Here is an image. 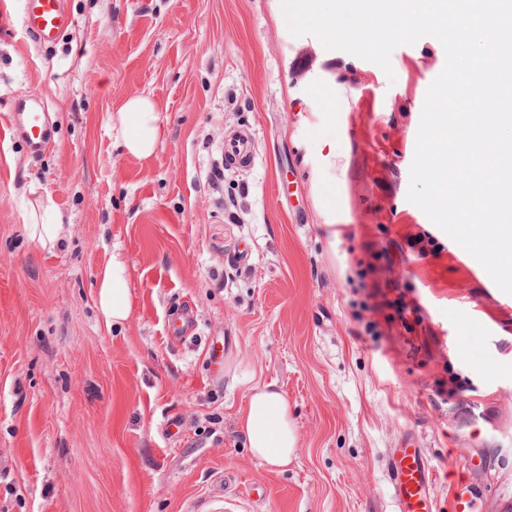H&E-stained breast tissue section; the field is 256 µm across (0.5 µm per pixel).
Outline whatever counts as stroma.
Segmentation results:
<instances>
[{
	"label": "stroma",
	"instance_id": "1",
	"mask_svg": "<svg viewBox=\"0 0 512 512\" xmlns=\"http://www.w3.org/2000/svg\"><path fill=\"white\" fill-rule=\"evenodd\" d=\"M66 7L40 44L0 0V512H393L406 440L438 512L459 492L512 512V295L407 198L442 44L398 46L388 74L293 36L281 0ZM28 94L37 153L5 132ZM136 95L162 128L145 162L107 132ZM236 133L250 166L223 164ZM46 189L50 251L26 229ZM115 254L133 307L110 329ZM267 383L298 436L284 468L237 429ZM127 274L126 264L112 256L95 275L99 312L109 327L122 324L131 313L132 298L126 288Z\"/></svg>",
	"mask_w": 512,
	"mask_h": 512
}]
</instances>
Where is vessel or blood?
<instances>
[{
    "label": "vessel or blood",
    "instance_id": "b4317fda",
    "mask_svg": "<svg viewBox=\"0 0 512 512\" xmlns=\"http://www.w3.org/2000/svg\"><path fill=\"white\" fill-rule=\"evenodd\" d=\"M23 27L35 41L55 42L72 24L65 0H24ZM47 114L35 97L19 99L10 112L6 129L10 137L26 140L32 150L38 151L50 139ZM251 158V142L246 134L231 137L224 144L227 165L243 164ZM434 469L424 459L420 449H400L390 476L391 499L394 512H434L432 495Z\"/></svg>",
    "mask_w": 512,
    "mask_h": 512
}]
</instances>
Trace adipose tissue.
Listing matches in <instances>:
<instances>
[{
	"label": "adipose tissue",
	"instance_id": "obj_1",
	"mask_svg": "<svg viewBox=\"0 0 512 512\" xmlns=\"http://www.w3.org/2000/svg\"><path fill=\"white\" fill-rule=\"evenodd\" d=\"M109 132L127 157L149 160L161 134L155 102L145 95L128 98L119 111L111 113ZM27 220L33 240L45 248L55 247L63 224L52 196L32 203ZM127 274L126 264L114 258L95 275L98 308L107 325L122 324L131 313ZM238 431L252 454L269 466H288L296 453L298 439L288 416V401L270 385L253 387L248 405L238 417Z\"/></svg>",
	"mask_w": 512,
	"mask_h": 512
}]
</instances>
